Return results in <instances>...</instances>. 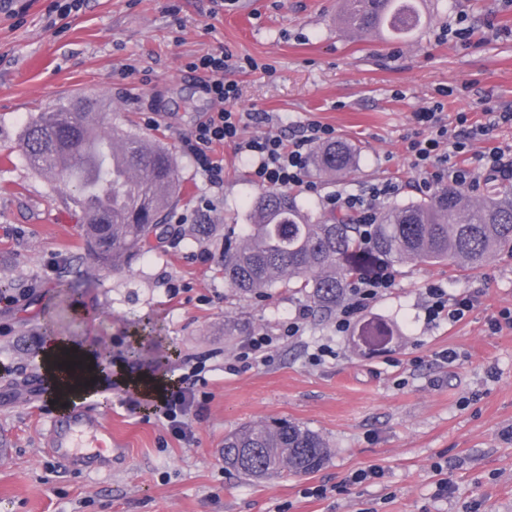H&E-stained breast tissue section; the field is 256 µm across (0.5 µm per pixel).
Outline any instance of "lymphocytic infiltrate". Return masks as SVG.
I'll return each instance as SVG.
<instances>
[{"label":"lymphocytic infiltrate","instance_id":"1","mask_svg":"<svg viewBox=\"0 0 512 512\" xmlns=\"http://www.w3.org/2000/svg\"><path fill=\"white\" fill-rule=\"evenodd\" d=\"M231 66L232 56L225 52L207 54L192 62V69L207 72L205 90L218 107L184 138L185 151L213 185L224 180V167L214 157L213 149L218 145H231L238 152L250 156L253 161L250 175L258 184L278 189L302 187L313 190V183L304 179L309 147L315 143L324 145L335 141L334 128L311 122L301 138L292 142L276 135L243 138L242 131L252 115L229 107L230 101L235 100L238 94L236 84L224 79L225 70ZM418 119L430 130L428 137L412 140L407 146L418 174L436 181L445 179L457 187L472 186L481 173L494 181L512 182L511 145L494 146L480 153L472 150V139L489 136L492 131L490 125L472 126L467 115L462 113L457 118L456 127H448L434 106L419 112ZM399 190V182L391 180L359 194H331L325 203L329 209L355 214L360 223L367 224L383 199ZM157 411L174 432L189 436V421L196 413L195 395L181 382H174L160 397Z\"/></svg>","mask_w":512,"mask_h":512}]
</instances>
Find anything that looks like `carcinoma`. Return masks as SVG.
Segmentation results:
<instances>
[{
	"label": "carcinoma",
	"mask_w": 512,
	"mask_h": 512,
	"mask_svg": "<svg viewBox=\"0 0 512 512\" xmlns=\"http://www.w3.org/2000/svg\"><path fill=\"white\" fill-rule=\"evenodd\" d=\"M350 29L387 28L405 39L422 23L418 0H341L338 14ZM119 143L129 165L142 172L132 182L118 167L87 158L83 143ZM26 156L33 162L54 152L69 158L55 178L74 184L68 201L83 214L87 249L95 264L120 269L149 247L162 216L179 194L169 149L135 133L103 130L101 113L85 101L39 112L25 125ZM357 147L347 140L327 144L311 157L315 172L334 177L353 170ZM250 207L256 223L241 240L224 238V281L250 294L279 283L308 293L316 310L336 309L361 280L386 275L404 262L444 263L454 272L477 271L494 256L512 254V188L493 190L472 204L453 187L404 205H394L360 224L348 214L312 221L288 191L273 189ZM396 330L370 319L353 336L360 349L390 343ZM224 465L247 480L310 474L325 464L329 450L317 432L295 422L245 425L224 436Z\"/></svg>",
	"instance_id": "1"
}]
</instances>
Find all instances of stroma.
<instances>
[{
	"label": "stroma",
	"instance_id": "obj_1",
	"mask_svg": "<svg viewBox=\"0 0 512 512\" xmlns=\"http://www.w3.org/2000/svg\"><path fill=\"white\" fill-rule=\"evenodd\" d=\"M337 11L338 0H83L63 15L55 0H15L0 12V289L13 299L0 303V512H512V324L491 327L512 311V256L464 275L397 266L361 314L396 335L362 351L295 289L245 295L221 273L224 235L244 234L263 188L234 147L214 152L220 191L184 151L183 136L215 108L191 61L222 51L238 61L224 74L238 88L233 106L258 115L243 138L290 140L317 121L358 147L352 172L310 169L317 194L295 189L316 218L339 190L400 181L388 207L424 195L407 152L427 134L423 108L441 106L451 127L462 112L473 123L512 113V0H426L424 25L403 40L346 30ZM76 97L102 102L104 127L163 143L177 167L167 221L187 223L120 270L95 265L68 187L33 170L23 149L31 116ZM434 284L475 296L474 308L429 321ZM302 309L299 335L286 336ZM258 334L273 338L265 360H241ZM50 335L92 344L111 373L83 410L111 426L120 456L92 466L48 452L58 413L40 357ZM322 345L332 356L313 361ZM193 366L199 412L184 440L126 380ZM275 420L329 443L319 471L255 482L225 468V434ZM373 465L381 478L355 481Z\"/></svg>",
	"mask_w": 512,
	"mask_h": 512
}]
</instances>
